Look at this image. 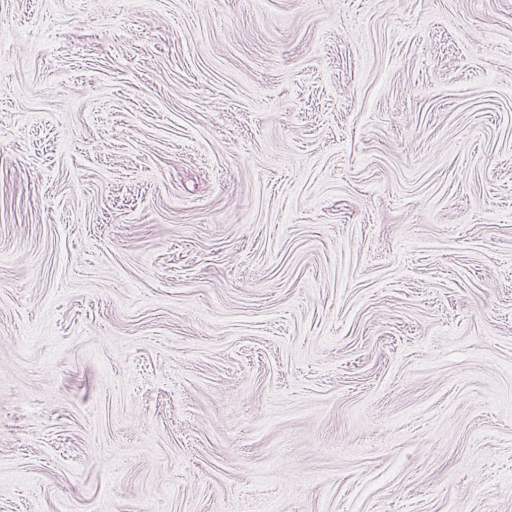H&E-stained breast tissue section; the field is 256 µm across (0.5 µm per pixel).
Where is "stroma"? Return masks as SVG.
Here are the masks:
<instances>
[{"mask_svg":"<svg viewBox=\"0 0 512 512\" xmlns=\"http://www.w3.org/2000/svg\"><path fill=\"white\" fill-rule=\"evenodd\" d=\"M0 512H512V0H0Z\"/></svg>","mask_w":512,"mask_h":512,"instance_id":"stroma-1","label":"stroma"}]
</instances>
